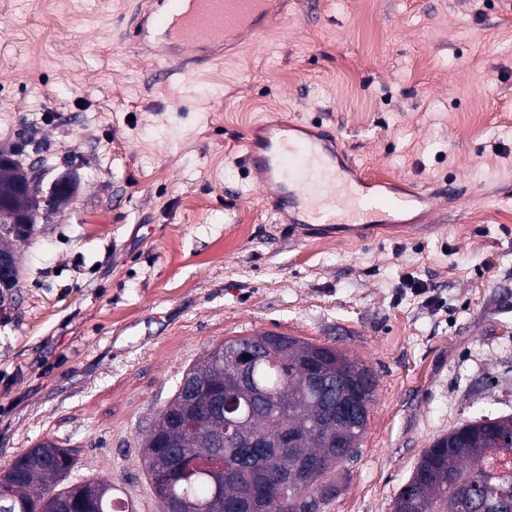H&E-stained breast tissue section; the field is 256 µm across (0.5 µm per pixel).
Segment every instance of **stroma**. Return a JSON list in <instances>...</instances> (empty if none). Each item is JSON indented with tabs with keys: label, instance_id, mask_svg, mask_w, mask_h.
Masks as SVG:
<instances>
[{
	"label": "stroma",
	"instance_id": "1",
	"mask_svg": "<svg viewBox=\"0 0 512 512\" xmlns=\"http://www.w3.org/2000/svg\"><path fill=\"white\" fill-rule=\"evenodd\" d=\"M99 2L54 0L61 27L0 0V147L32 138L20 163L76 182L0 291V473L49 439L73 449L71 482L159 512L138 457L155 414L209 348L274 332L374 371L324 512H391L435 438L485 405L512 414V10L289 0L275 38L162 78L132 37L147 0ZM272 112L438 197L440 222L415 211L366 242L289 233L239 160Z\"/></svg>",
	"mask_w": 512,
	"mask_h": 512
}]
</instances>
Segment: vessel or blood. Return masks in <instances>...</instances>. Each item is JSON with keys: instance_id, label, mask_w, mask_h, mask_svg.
<instances>
[{"instance_id": "b4317fda", "label": "vessel or blood", "mask_w": 512, "mask_h": 512, "mask_svg": "<svg viewBox=\"0 0 512 512\" xmlns=\"http://www.w3.org/2000/svg\"><path fill=\"white\" fill-rule=\"evenodd\" d=\"M151 16L134 31L150 45L162 71L186 56L209 63L246 37L282 25L288 13L281 0H155ZM260 137L243 146L244 171L259 187L279 223L318 235L324 232L359 240L425 202L415 187L388 195L378 180L343 158L337 134L313 131L300 120L270 114Z\"/></svg>"}]
</instances>
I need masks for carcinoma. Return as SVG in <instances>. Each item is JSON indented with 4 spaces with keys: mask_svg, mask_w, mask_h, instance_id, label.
<instances>
[{
    "mask_svg": "<svg viewBox=\"0 0 512 512\" xmlns=\"http://www.w3.org/2000/svg\"><path fill=\"white\" fill-rule=\"evenodd\" d=\"M22 179L17 167L0 165V192L13 197L15 209L31 218L38 204L17 192ZM263 337L234 339V356H222L224 342L209 349L184 373L198 382L196 396L189 398L178 387L156 415L139 453L160 512L185 497L197 512H226L227 504L250 497L252 485L281 473L288 474L291 485L272 494L268 512H296L299 504L309 512H324L336 497L335 477L357 457L366 429L377 384L363 385L362 375L373 371L333 347L282 334L276 335L274 362L243 359ZM237 362L245 366L249 389L267 400L245 429L274 433L290 427L299 438L297 447L286 452L268 448L255 457L246 478L228 459L222 474L213 468L219 459L215 437L224 433V407L215 402L213 391L224 386V373ZM311 362L335 377L341 389L358 395L362 411L356 419L331 410L309 376ZM304 457L321 460V468L304 472ZM75 464L73 450L52 440L28 449L0 476V512H134L110 482L69 483ZM392 512H512V415L476 416L432 441L394 498Z\"/></svg>",
    "mask_w": 512,
    "mask_h": 512,
    "instance_id": "1",
    "label": "carcinoma"
}]
</instances>
